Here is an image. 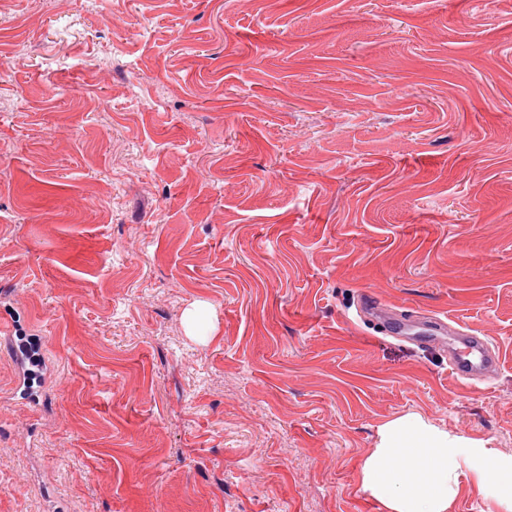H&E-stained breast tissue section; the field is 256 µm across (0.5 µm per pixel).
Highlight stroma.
<instances>
[{
  "label": "stroma",
  "mask_w": 512,
  "mask_h": 512,
  "mask_svg": "<svg viewBox=\"0 0 512 512\" xmlns=\"http://www.w3.org/2000/svg\"><path fill=\"white\" fill-rule=\"evenodd\" d=\"M9 314L0 512H378L410 412L512 454V0H0ZM397 333L403 336H421L430 343L446 346L448 342V367L452 373L465 382L489 380L497 373L499 360L485 336H478L449 324L447 320L435 318L427 327H416L400 323Z\"/></svg>",
  "instance_id": "obj_1"
}]
</instances>
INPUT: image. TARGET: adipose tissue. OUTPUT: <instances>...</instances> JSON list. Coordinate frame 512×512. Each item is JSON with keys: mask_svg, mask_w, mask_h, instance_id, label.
Returning <instances> with one entry per match:
<instances>
[{"mask_svg": "<svg viewBox=\"0 0 512 512\" xmlns=\"http://www.w3.org/2000/svg\"><path fill=\"white\" fill-rule=\"evenodd\" d=\"M512 512V455L406 413L378 429L358 464L359 490L380 512H452L462 481Z\"/></svg>", "mask_w": 512, "mask_h": 512, "instance_id": "adipose-tissue-1", "label": "adipose tissue"}]
</instances>
